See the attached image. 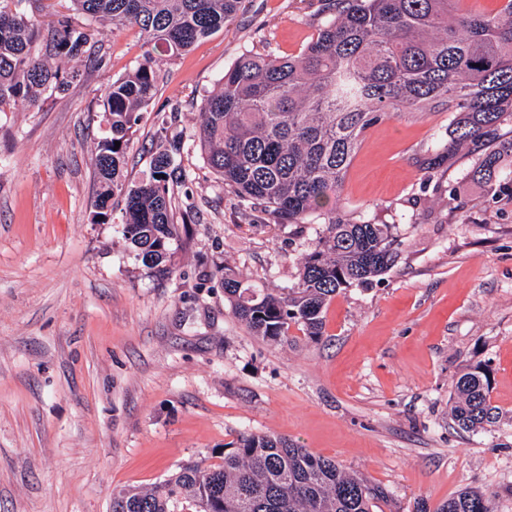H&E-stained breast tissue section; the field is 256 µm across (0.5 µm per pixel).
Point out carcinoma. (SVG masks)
Returning <instances> with one entry per match:
<instances>
[{
	"instance_id": "1",
	"label": "carcinoma",
	"mask_w": 512,
	"mask_h": 512,
	"mask_svg": "<svg viewBox=\"0 0 512 512\" xmlns=\"http://www.w3.org/2000/svg\"><path fill=\"white\" fill-rule=\"evenodd\" d=\"M0 0V112L35 108L65 92L69 74L49 59L89 52L91 34L60 16L46 29ZM89 22L139 28L149 49L107 88V135L95 156L96 223L122 198L121 235L134 258L159 278L174 270V186L181 142L163 140L149 175L127 184L126 150L138 112L154 98L158 59L189 50L224 29L242 0H70ZM460 0H336L315 39L294 58L245 54L199 105L197 139L209 168L242 206L274 224L321 220L297 262L296 281L254 288L228 265L218 280L249 333L286 344L296 327L322 336L324 311L351 286L371 283L395 262L390 224L336 208L360 139L381 117L443 109L454 113L448 139L427 159L436 169L471 147L483 150L475 173L500 168L498 131L512 116V0L496 13L462 11ZM120 146H115V142ZM492 370L466 368L453 384L450 413L463 431L497 418ZM382 487L286 437L243 433L221 462L187 463L149 489L112 494V512H373ZM495 494L465 488L434 512H495Z\"/></svg>"
}]
</instances>
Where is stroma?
Wrapping results in <instances>:
<instances>
[{"label": "stroma", "instance_id": "1", "mask_svg": "<svg viewBox=\"0 0 512 512\" xmlns=\"http://www.w3.org/2000/svg\"><path fill=\"white\" fill-rule=\"evenodd\" d=\"M329 13V0H244L233 24L163 59L124 178L148 175L160 137L181 140L188 183L175 197L193 221L164 279L129 253L120 204L93 220L103 97L140 62L138 29L95 26L91 55L58 61L75 75L65 93L0 112V512H110L113 491L220 462L245 432L381 485L375 512H435L466 487L512 512V121L489 182L468 151L428 168L450 113L364 132L339 205L392 225L400 255L329 303L319 340H259L221 286L202 284L224 263L260 288L295 280L315 224L242 211L198 146V106L241 55H300ZM478 362L499 417L465 432L452 383Z\"/></svg>", "mask_w": 512, "mask_h": 512}]
</instances>
